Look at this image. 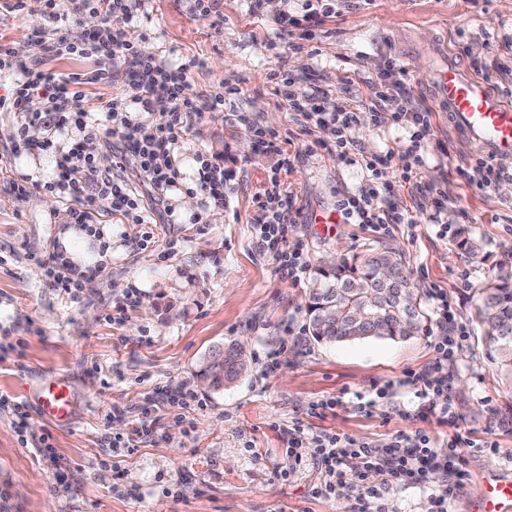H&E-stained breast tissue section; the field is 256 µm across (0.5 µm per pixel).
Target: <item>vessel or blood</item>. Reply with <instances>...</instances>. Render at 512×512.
<instances>
[{
    "label": "vessel or blood",
    "instance_id": "1",
    "mask_svg": "<svg viewBox=\"0 0 512 512\" xmlns=\"http://www.w3.org/2000/svg\"><path fill=\"white\" fill-rule=\"evenodd\" d=\"M440 106L448 120L477 144L483 156L494 162L512 159V104L491 91L486 83L456 65H448L436 77ZM42 416L65 421L70 413V385L59 376L46 380L38 398ZM475 512H512V474L500 472L482 478V493Z\"/></svg>",
    "mask_w": 512,
    "mask_h": 512
}]
</instances>
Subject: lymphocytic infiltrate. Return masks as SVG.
Segmentation results:
<instances>
[{
    "label": "lymphocytic infiltrate",
    "instance_id": "lymphocytic-infiltrate-1",
    "mask_svg": "<svg viewBox=\"0 0 512 512\" xmlns=\"http://www.w3.org/2000/svg\"><path fill=\"white\" fill-rule=\"evenodd\" d=\"M84 9L99 14L103 25L91 32L86 45L70 43L65 36H49L46 29L34 31L38 53H52L94 60L93 69L71 73H56L36 66L22 69L14 82L10 96H0V112L18 115L15 137L23 143L49 153L54 158V174L38 184L35 190L54 202L73 203L76 223L85 224L101 207L120 212L126 223L140 226V247H148L154 237L141 194L132 190L126 181L103 174L98 168L94 151L101 148L120 155L122 148L134 151L140 159V175L157 201H164L169 192L179 189L181 176L175 168L172 153L182 141L192 116L219 113L224 109L220 96L199 98L188 96L186 67H169L151 58H142L138 44L125 28L115 26L118 18H131L134 0H82ZM129 63L124 73L127 94L108 100L102 105L104 122L93 119L94 110L84 92L85 85L110 79L120 64ZM41 98L42 109L31 106L33 98ZM166 98L171 108L161 113L153 123L132 119L128 110L138 106L151 111L158 98ZM374 97L378 103L372 117L410 127L411 146L419 148L427 136L431 121L428 110L403 106L397 84L379 78ZM290 110L301 113L306 124L313 127L331 125L335 128L334 148L338 155H347L351 147L350 132L358 119L353 105L342 100L320 101L315 92L291 93L286 97ZM75 126L80 139L67 149H60L56 138L68 126ZM43 131L41 140H31L35 131ZM250 133L266 150L278 152L269 185L258 201L259 219L253 226L256 245L263 253L271 254L281 273L291 281H299L309 268L308 254L302 243L294 239L292 211L294 201L284 189L280 176L287 170V154L279 153L276 131L250 126ZM28 185L15 187L18 198H26ZM337 209L349 224L363 225L367 230L387 235L392 231L381 205L377 187H369L339 201ZM467 335L458 327L455 336L437 337L434 343L435 364L408 380L420 394L427 397L426 415L440 422L457 425L448 393V359L460 347ZM313 450L325 476L315 493L326 496L336 488L357 493L350 512H385V491L404 483L435 485L428 512H448V505L463 485L467 473L457 451L458 440H450L447 452L435 448L425 430L413 435L400 434L383 446L335 432H322L312 438Z\"/></svg>",
    "mask_w": 512,
    "mask_h": 512
}]
</instances>
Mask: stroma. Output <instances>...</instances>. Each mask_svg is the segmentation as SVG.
<instances>
[{
    "label": "stroma",
    "mask_w": 512,
    "mask_h": 512,
    "mask_svg": "<svg viewBox=\"0 0 512 512\" xmlns=\"http://www.w3.org/2000/svg\"><path fill=\"white\" fill-rule=\"evenodd\" d=\"M315 0H215L200 12L195 0H140L124 27L148 57L172 66L189 64V96L227 94L224 112L193 116L175 150L174 163L195 199L180 209L172 193L166 223L156 243L141 249L137 226L102 209L95 224L112 227V258L100 264L79 300L52 288L45 263L57 257L53 224L73 221L68 205L19 199L15 182L24 167L54 171L50 157L19 146L17 117L0 112V395L22 403L25 428L0 408V512H349L352 496L314 495L324 470L303 449L294 463L286 448L289 425L300 421L305 437L333 431L377 445L423 429L438 448L462 436L459 452L468 478L451 505L471 512L487 473L512 471V394L487 362L473 319L476 291L501 268L512 266V161L501 165L499 182L475 190L459 171L480 157L448 122L435 95V72L455 64L512 103V0H328L322 24L294 27L289 46L278 47L281 13L300 18ZM61 19L45 22L38 12L0 7V44L31 38L48 25L61 34L84 26L88 14L64 0ZM405 72L409 104L428 108L431 129L404 174L400 154L411 132L388 121L354 126L348 158L326 148L330 129L302 127L288 110L285 91L319 89L370 111L371 85L388 68ZM285 73L289 85L269 81ZM280 133L290 165L281 181L296 196V235L311 265L393 248L424 297L427 319L418 335L320 344L306 331L310 276L292 282L271 256L256 247L257 199L268 187L273 154L255 145L245 122ZM224 165L223 208L208 207L195 186L197 155ZM379 158L377 172L363 165ZM393 186L383 207L398 225L378 237L356 224L313 223L332 216L336 202L372 184ZM431 186L441 207L421 208L416 184ZM468 229L479 254L459 246ZM42 241L41 250L32 242ZM467 273L469 287L456 276ZM448 298L449 323L469 334L448 363V388L458 426L421 417L425 400L407 375L431 367L440 332L433 288ZM138 304L125 306L129 290ZM243 345L249 364L218 391L195 378L202 358L221 344ZM277 352L274 367L264 352ZM66 378L74 409L68 422L45 420L36 405L42 381ZM188 385L204 408H187L186 425L164 421L159 393ZM337 400L335 409L313 416L312 402ZM371 410L358 409L359 400ZM153 406L162 419L134 453L109 447L110 436L130 428L126 409ZM278 429H271V422ZM51 433L53 451L34 443ZM484 440L495 451L479 449Z\"/></svg>",
    "instance_id": "obj_1"
}]
</instances>
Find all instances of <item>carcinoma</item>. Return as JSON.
I'll list each match as a JSON object with an SVG mask.
<instances>
[{"instance_id":"cac0c4a2","label":"carcinoma","mask_w":512,"mask_h":512,"mask_svg":"<svg viewBox=\"0 0 512 512\" xmlns=\"http://www.w3.org/2000/svg\"><path fill=\"white\" fill-rule=\"evenodd\" d=\"M308 333L317 343L375 337L407 339L422 329L424 311L419 289L399 256L383 250L351 262L319 264L314 268L306 305ZM476 320L487 360L512 388V272H504L479 289ZM238 348H219L204 359L198 381L217 390L245 371Z\"/></svg>"}]
</instances>
